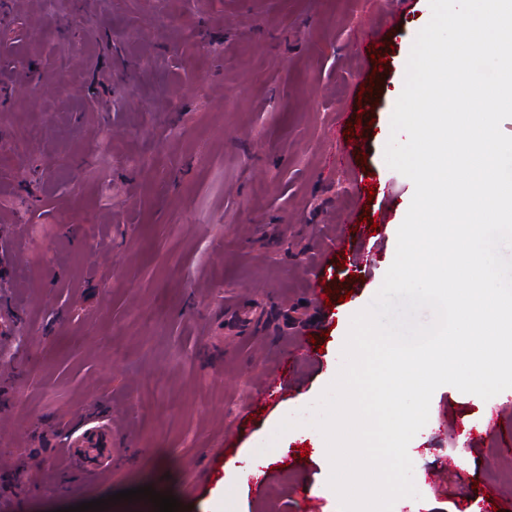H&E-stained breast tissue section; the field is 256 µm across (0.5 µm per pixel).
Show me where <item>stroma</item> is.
Here are the masks:
<instances>
[{
  "label": "stroma",
  "instance_id": "stroma-1",
  "mask_svg": "<svg viewBox=\"0 0 512 512\" xmlns=\"http://www.w3.org/2000/svg\"><path fill=\"white\" fill-rule=\"evenodd\" d=\"M422 6L0 0V512L139 486L179 512H339L326 449L274 418L317 401L390 266L412 183L381 132ZM101 430L111 461L70 463ZM508 438L512 388L440 386L393 512H512Z\"/></svg>",
  "mask_w": 512,
  "mask_h": 512
}]
</instances>
